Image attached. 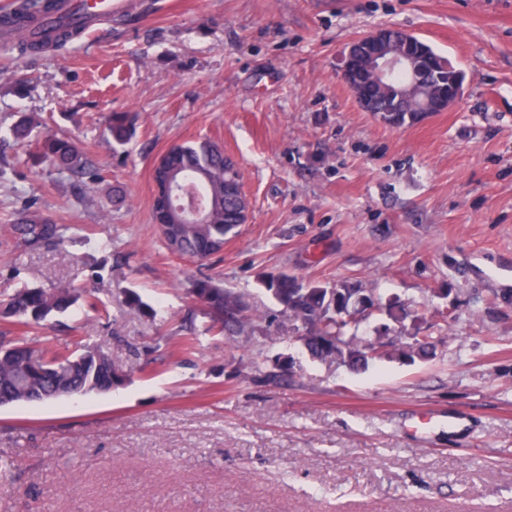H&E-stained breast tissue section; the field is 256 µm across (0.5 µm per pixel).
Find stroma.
<instances>
[{
    "label": "stroma",
    "instance_id": "35a3bbf8",
    "mask_svg": "<svg viewBox=\"0 0 512 512\" xmlns=\"http://www.w3.org/2000/svg\"><path fill=\"white\" fill-rule=\"evenodd\" d=\"M124 2L63 50L0 46V291L79 289L42 342L91 337L126 374L0 407V512H512V0ZM379 27L461 71L460 101L398 128L364 111L340 59ZM114 112L139 115L123 147ZM24 115L101 181L15 139ZM205 138L238 161L249 220L190 263L159 236L151 172ZM27 207L80 241L20 248ZM278 272L411 302L435 357L310 360L260 282ZM209 278L263 314L235 349L204 332ZM288 354L287 381H254ZM426 411L468 425L414 432ZM39 149L42 156L61 173H91V163L81 149L66 136L46 135L39 142Z\"/></svg>",
    "mask_w": 512,
    "mask_h": 512
}]
</instances>
